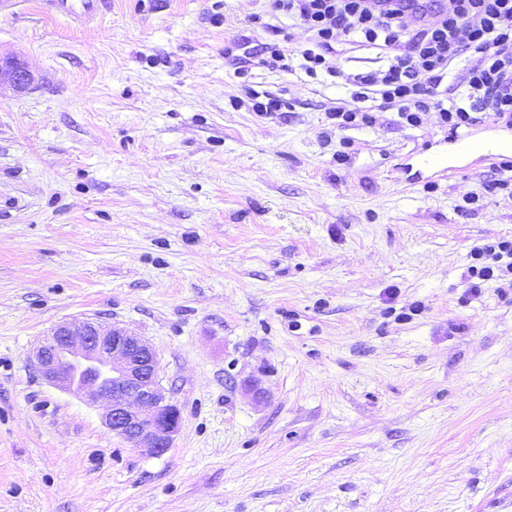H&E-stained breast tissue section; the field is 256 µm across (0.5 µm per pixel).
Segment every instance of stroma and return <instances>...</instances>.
<instances>
[{
  "mask_svg": "<svg viewBox=\"0 0 512 512\" xmlns=\"http://www.w3.org/2000/svg\"><path fill=\"white\" fill-rule=\"evenodd\" d=\"M267 5L0 10L36 78L0 89V512H512V278L469 291L475 250L512 240L501 173L429 179L433 112L337 130L343 79L264 64L309 46ZM87 318L156 351L165 454L35 366ZM112 0H41L43 12L60 15L81 25L94 23L110 9Z\"/></svg>",
  "mask_w": 512,
  "mask_h": 512,
  "instance_id": "stroma-1",
  "label": "stroma"
}]
</instances>
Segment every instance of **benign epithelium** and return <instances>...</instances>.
Instances as JSON below:
<instances>
[{
  "instance_id": "benign-epithelium-1",
  "label": "benign epithelium",
  "mask_w": 512,
  "mask_h": 512,
  "mask_svg": "<svg viewBox=\"0 0 512 512\" xmlns=\"http://www.w3.org/2000/svg\"><path fill=\"white\" fill-rule=\"evenodd\" d=\"M34 75L26 64L0 55V87L26 90ZM44 377L65 391L106 404V424L131 447L155 456L171 447L181 412L166 399L155 350L124 328L99 320L63 322L36 347Z\"/></svg>"
}]
</instances>
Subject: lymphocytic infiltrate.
<instances>
[{
  "instance_id": "f902f5d3",
  "label": "lymphocytic infiltrate",
  "mask_w": 512,
  "mask_h": 512,
  "mask_svg": "<svg viewBox=\"0 0 512 512\" xmlns=\"http://www.w3.org/2000/svg\"><path fill=\"white\" fill-rule=\"evenodd\" d=\"M412 0H392L383 10L368 0H273V12L306 26L311 47L287 61L271 50L269 65L308 76L324 71L345 77L359 106L331 108L336 127L348 130L374 123L391 110L418 126L433 110L451 135L485 114L512 125V0H448L434 20L413 23ZM352 42L378 50L379 68L343 74L337 44Z\"/></svg>"
}]
</instances>
